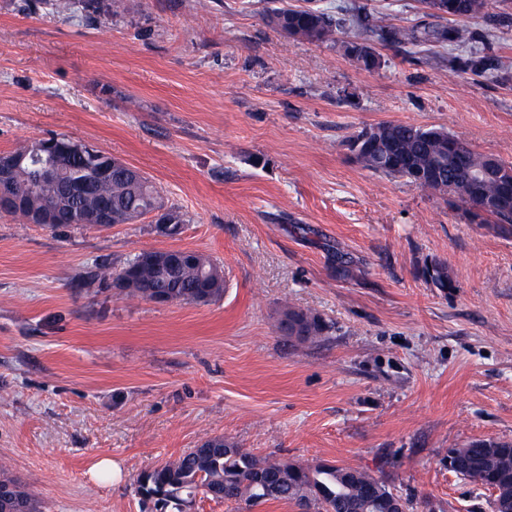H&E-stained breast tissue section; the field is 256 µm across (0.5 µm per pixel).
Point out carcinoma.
I'll return each mask as SVG.
<instances>
[{
	"instance_id": "carcinoma-1",
	"label": "carcinoma",
	"mask_w": 512,
	"mask_h": 512,
	"mask_svg": "<svg viewBox=\"0 0 512 512\" xmlns=\"http://www.w3.org/2000/svg\"><path fill=\"white\" fill-rule=\"evenodd\" d=\"M429 16L452 20L448 27L425 23L393 27L385 17L366 11L365 6L353 7L356 24L365 31L402 45L443 44L453 42L468 45L473 32L464 21L489 15L491 0H422ZM291 21L299 39L327 44L336 42L343 33V22L313 7L272 10L267 22L286 32L285 21ZM33 142L11 151L23 159L13 172V180L22 197H30L32 207L50 210L48 224L52 227L85 223V216L102 200L112 201V221L131 224L164 197L148 177L133 180L125 168L111 171L108 178L91 183L90 187L71 196L59 207L53 201L60 196L59 182L39 174L38 162L24 160ZM355 161L363 168L394 178H403L416 187L448 194L465 206L471 224H486L494 220L505 230H512V164L474 151L468 144L442 128H424L409 123L382 122L364 127L350 143ZM109 158L103 151L95 157H74L64 168L65 179L83 181L102 160ZM483 173L480 180L475 175ZM495 201L497 206L485 210L482 203ZM214 263L197 254V263L183 267L169 280H162L153 267L132 260L122 271L136 275L140 288L130 292L150 300L163 292L176 302H193L200 294L220 297L224 289L208 288L205 280ZM293 328L288 337L298 343H314L323 335L322 318L311 311L290 308ZM448 456L468 462L467 471H457L494 493V512H509L503 506V491H512V443L478 440L461 448H451ZM138 491L143 505L154 500L155 510L182 512V506L195 501L197 495L215 501H230L254 506L266 502L307 505L311 512H386L393 491L385 482L362 468L330 463L312 465L288 460L260 459L238 445L229 443L221 448H191L173 460L143 471ZM24 504L26 512H40L39 501L15 476L10 467L0 463V512H16V502Z\"/></svg>"
}]
</instances>
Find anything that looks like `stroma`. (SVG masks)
<instances>
[{"label":"stroma","mask_w":512,"mask_h":512,"mask_svg":"<svg viewBox=\"0 0 512 512\" xmlns=\"http://www.w3.org/2000/svg\"><path fill=\"white\" fill-rule=\"evenodd\" d=\"M409 26L421 0H0V152L64 135L149 176L184 214L50 228L0 214V463L41 512H143L138 475L203 439L265 458L363 468L414 512H493L448 468L476 440L512 443V231L450 195L367 170L362 128H442L512 163V30L476 40L333 44L270 27L272 5ZM208 256L224 293L159 304L100 266L140 252ZM448 271V287L425 278ZM319 314L318 342L278 330ZM118 484L91 480L102 457ZM90 475L94 480L118 482L123 477L120 464L111 458H100L90 469Z\"/></svg>","instance_id":"1"}]
</instances>
